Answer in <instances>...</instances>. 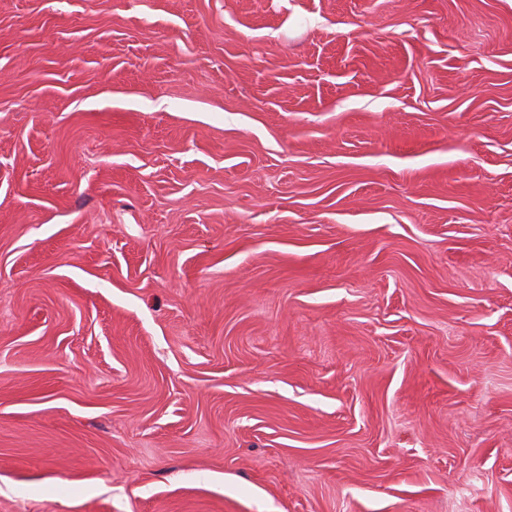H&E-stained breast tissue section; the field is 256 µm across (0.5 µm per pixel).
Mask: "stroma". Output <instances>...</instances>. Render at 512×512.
<instances>
[{"label": "stroma", "instance_id": "obj_1", "mask_svg": "<svg viewBox=\"0 0 512 512\" xmlns=\"http://www.w3.org/2000/svg\"><path fill=\"white\" fill-rule=\"evenodd\" d=\"M0 512H512V0H0Z\"/></svg>", "mask_w": 512, "mask_h": 512}]
</instances>
